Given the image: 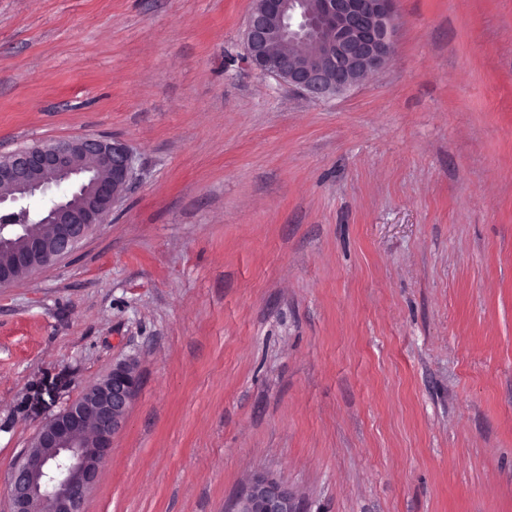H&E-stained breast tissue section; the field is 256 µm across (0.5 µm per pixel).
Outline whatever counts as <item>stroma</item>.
Wrapping results in <instances>:
<instances>
[{"label":"stroma","mask_w":512,"mask_h":512,"mask_svg":"<svg viewBox=\"0 0 512 512\" xmlns=\"http://www.w3.org/2000/svg\"><path fill=\"white\" fill-rule=\"evenodd\" d=\"M253 0H0V156L95 135L135 176L0 288V483L132 358L85 512H512V0H397L315 101L243 61ZM228 512H301L300 500L288 488L266 472L252 475L246 490L237 497Z\"/></svg>","instance_id":"obj_1"}]
</instances>
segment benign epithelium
Instances as JSON below:
<instances>
[{
	"instance_id": "1",
	"label": "benign epithelium",
	"mask_w": 512,
	"mask_h": 512,
	"mask_svg": "<svg viewBox=\"0 0 512 512\" xmlns=\"http://www.w3.org/2000/svg\"><path fill=\"white\" fill-rule=\"evenodd\" d=\"M397 0H256L244 33L245 61L310 99L342 94L381 71L394 51ZM302 52L283 56L279 45ZM134 159L120 141L85 136L36 145L0 159V221L16 224L22 246L0 236V286L73 253L94 226L123 200ZM64 186L67 192L51 194ZM49 201L38 208L26 200ZM53 225L44 238L40 225ZM139 390L131 360L112 370L55 414L39 431L4 483L11 512H83L99 468L112 452ZM228 512H301L300 500L266 472L252 475Z\"/></svg>"
}]
</instances>
